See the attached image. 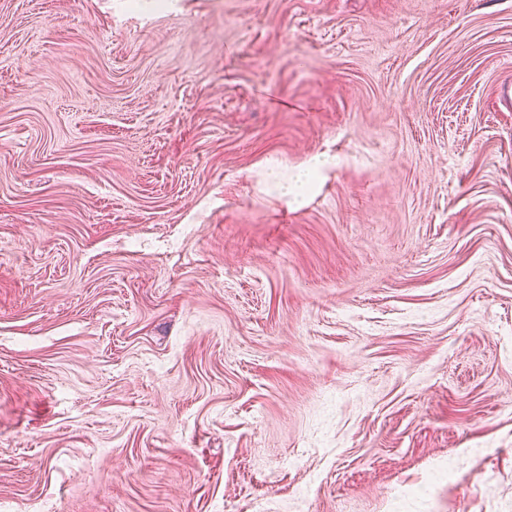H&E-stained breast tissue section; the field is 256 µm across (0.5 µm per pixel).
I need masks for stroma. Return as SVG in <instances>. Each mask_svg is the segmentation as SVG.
Instances as JSON below:
<instances>
[{
	"label": "stroma",
	"instance_id": "obj_1",
	"mask_svg": "<svg viewBox=\"0 0 512 512\" xmlns=\"http://www.w3.org/2000/svg\"><path fill=\"white\" fill-rule=\"evenodd\" d=\"M510 78L512 0H0V512H512Z\"/></svg>",
	"mask_w": 512,
	"mask_h": 512
}]
</instances>
